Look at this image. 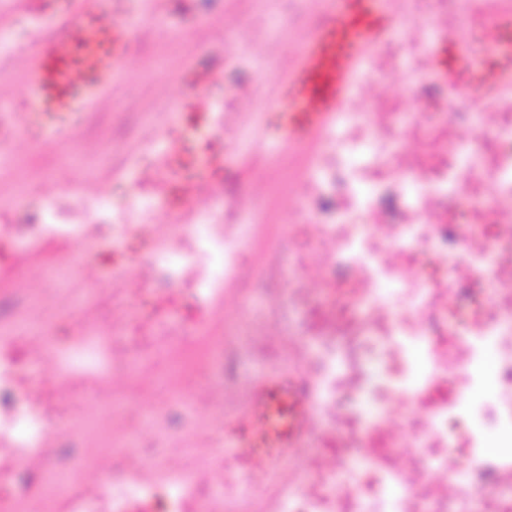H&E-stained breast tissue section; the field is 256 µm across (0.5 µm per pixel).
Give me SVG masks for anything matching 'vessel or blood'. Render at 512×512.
Listing matches in <instances>:
<instances>
[{
	"instance_id": "vessel-or-blood-1",
	"label": "vessel or blood",
	"mask_w": 512,
	"mask_h": 512,
	"mask_svg": "<svg viewBox=\"0 0 512 512\" xmlns=\"http://www.w3.org/2000/svg\"><path fill=\"white\" fill-rule=\"evenodd\" d=\"M330 23L321 27L293 68L275 85L272 106L281 139L301 143L335 114L348 83L368 49L395 30L391 0H328ZM80 38L60 37L31 59L35 101L30 123L62 133L84 112L92 99L110 86L126 65L127 47L135 22L108 16L99 0H77ZM459 42L432 58V70L453 80L465 70ZM252 407L232 426L234 445L246 449L266 471H273L286 450L300 446L311 416L304 387L277 377L258 380L251 391Z\"/></svg>"
}]
</instances>
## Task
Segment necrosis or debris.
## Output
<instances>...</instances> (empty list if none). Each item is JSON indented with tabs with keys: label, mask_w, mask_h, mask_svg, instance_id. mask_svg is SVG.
<instances>
[{
	"label": "necrosis or debris",
	"mask_w": 512,
	"mask_h": 512,
	"mask_svg": "<svg viewBox=\"0 0 512 512\" xmlns=\"http://www.w3.org/2000/svg\"><path fill=\"white\" fill-rule=\"evenodd\" d=\"M264 15L233 20L241 41L263 42L273 26L288 54L328 23L325 0H266ZM397 33L373 45L336 119L307 147L263 161L251 147L245 109H268L265 89L277 66L243 63L229 46L201 119L221 143L248 145L246 169L199 187L187 176L197 152L170 140L158 96L139 116L113 115L81 157L90 188L41 196L20 221L0 225L11 275L27 255L78 242L122 266L139 268L113 287L83 288L69 264L49 263L41 286L0 292V512H448L441 497L416 503L382 456V422L398 398L423 408L408 419L426 428L436 450L413 467L447 469L448 420L482 429L473 402L439 393L448 369V253L472 247L457 220L478 201L472 224L512 242V72L494 84L465 72L457 86L423 61L443 32L463 35L471 57L497 43L512 54V0H400ZM420 64L413 97H376L375 84ZM112 175L97 184L99 171ZM172 222L151 223L159 210ZM318 266L322 291L302 277ZM236 296L233 317L223 303ZM67 313L82 315L61 336ZM496 349L502 425L512 426V327L477 330L473 348ZM297 376L309 390L319 442L357 454L341 472L321 470L296 449L306 471H280L256 496L255 461L215 451L227 418L244 413L253 375ZM51 377L34 381L33 365ZM374 465L369 496L360 475Z\"/></svg>",
	"instance_id": "obj_1"
}]
</instances>
